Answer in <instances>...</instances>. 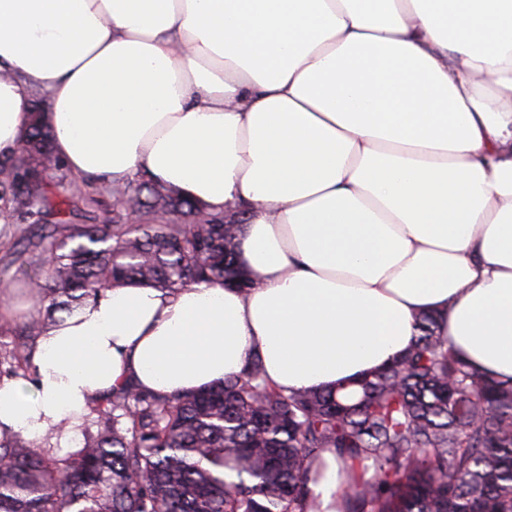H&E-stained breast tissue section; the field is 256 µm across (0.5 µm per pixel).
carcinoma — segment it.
Returning <instances> with one entry per match:
<instances>
[{
	"mask_svg": "<svg viewBox=\"0 0 512 512\" xmlns=\"http://www.w3.org/2000/svg\"><path fill=\"white\" fill-rule=\"evenodd\" d=\"M64 171L37 122L0 160L5 212L47 229L23 252L44 268L31 341L114 283L169 294L200 282L253 288L237 260L242 221L143 179L110 186L114 205L168 220L74 226L79 197L61 192ZM415 327L404 354L353 389L286 393L256 355L201 392L111 390L68 456L49 433H0V512H328L312 489L328 454L339 468L335 512H512V379L474 366L433 315ZM33 353L21 342L0 365L28 378Z\"/></svg>",
	"mask_w": 512,
	"mask_h": 512,
	"instance_id": "1",
	"label": "carcinoma"
}]
</instances>
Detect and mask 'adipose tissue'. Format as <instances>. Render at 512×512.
<instances>
[{
	"label": "adipose tissue",
	"mask_w": 512,
	"mask_h": 512,
	"mask_svg": "<svg viewBox=\"0 0 512 512\" xmlns=\"http://www.w3.org/2000/svg\"><path fill=\"white\" fill-rule=\"evenodd\" d=\"M69 172L244 216L248 294L116 285L0 382V430L126 383L284 391L383 368L433 314L512 377V0H0V159L35 106Z\"/></svg>",
	"instance_id": "obj_1"
}]
</instances>
